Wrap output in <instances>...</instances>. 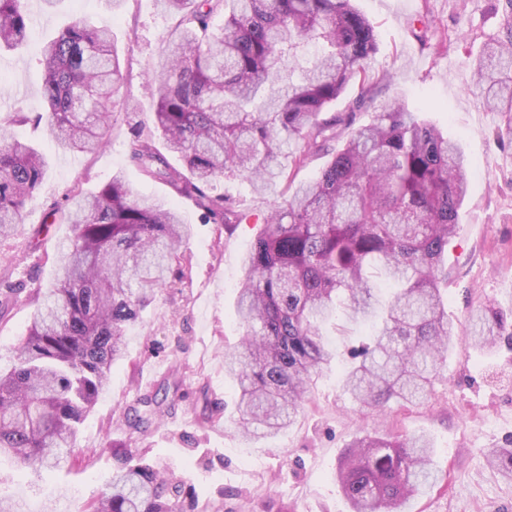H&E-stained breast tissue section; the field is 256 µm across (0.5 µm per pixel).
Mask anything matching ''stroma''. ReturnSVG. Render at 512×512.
Wrapping results in <instances>:
<instances>
[{
  "mask_svg": "<svg viewBox=\"0 0 512 512\" xmlns=\"http://www.w3.org/2000/svg\"><path fill=\"white\" fill-rule=\"evenodd\" d=\"M26 5L33 16L28 43L0 52V128L31 142L50 166L18 230L0 238V291L10 284L21 289L0 318V364L11 362L26 336L37 292L51 283L56 248L72 234L57 208L73 190L94 189L121 173L136 194L175 204L192 233L184 245L182 281L161 289L126 328L125 354L79 428V458L34 470L0 457V499L20 503L26 512H78L105 489L130 444L162 458L199 501L223 497L224 512H350L336 469L351 442L367 432H423L433 442L434 480L405 512H512V479L486 460L490 448L512 438V350H476L467 333L473 310L491 305L512 313V144L496 137L500 114L469 91L472 61L483 42L501 32L505 0H356L376 35L370 70L393 76L391 84L374 87L357 125L369 124L381 106L399 100L447 133L468 161V191L446 263L448 318L458 336L444 379L420 402L380 413L361 410L343 390L340 374L369 329L343 319L330 336L336 363L315 380L295 424L252 443L235 428L237 387L224 377V351L241 333L236 302L242 256L272 205L287 198L286 183L257 192L239 177L215 181L212 193L230 199L240 217L236 224H216L192 200L128 164L133 130L151 125L154 100L146 76L175 28L163 0H126L116 14L105 0H62L52 12L42 0ZM79 17L111 26L123 78L109 106V145L76 155L11 120L15 112L41 109L40 47ZM164 384L171 387V410L146 432L130 433L127 408ZM207 393L220 395L225 406L219 424L203 420Z\"/></svg>",
  "mask_w": 512,
  "mask_h": 512,
  "instance_id": "1",
  "label": "stroma"
}]
</instances>
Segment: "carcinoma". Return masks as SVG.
I'll use <instances>...</instances> for the list:
<instances>
[{
    "label": "carcinoma",
    "instance_id": "cac0c4a2",
    "mask_svg": "<svg viewBox=\"0 0 512 512\" xmlns=\"http://www.w3.org/2000/svg\"><path fill=\"white\" fill-rule=\"evenodd\" d=\"M177 17L150 74L153 128L132 134L127 157L147 176L191 199L216 224L239 217L217 179L243 176L256 189L277 177L289 148L294 167L350 127L370 99L374 28L354 0H165ZM224 14L215 29L212 19ZM28 36L23 0H0V45ZM44 108L31 119L75 152L106 143L110 101L122 79L112 30L77 21L42 47ZM358 94L329 113L351 82ZM470 91L504 117L497 137L512 143V0L502 34L484 43ZM178 159L171 163L169 156ZM48 168L30 143L0 137V235L15 230ZM467 189L460 148L433 124L394 102L352 131L312 181L275 205L243 258L239 346L224 352L238 386L237 428L249 438L291 427L313 378L335 361L320 331L338 307L349 318L381 312L371 343L351 352L343 388L367 411L423 398L455 336L448 320L445 258ZM73 235L57 247L50 288L32 313L13 364L0 367V454L21 466L55 467L79 452L78 427L123 357L125 329L169 279L189 235L175 205L133 193L121 173L68 198ZM399 284L380 304L375 274ZM478 346L512 340V323L492 307L469 321ZM145 395L126 413L131 433L155 420ZM424 435L356 438L336 478L351 512H402L432 472ZM487 461L512 476V448ZM87 512H224L137 448Z\"/></svg>",
    "mask_w": 512,
    "mask_h": 512
}]
</instances>
